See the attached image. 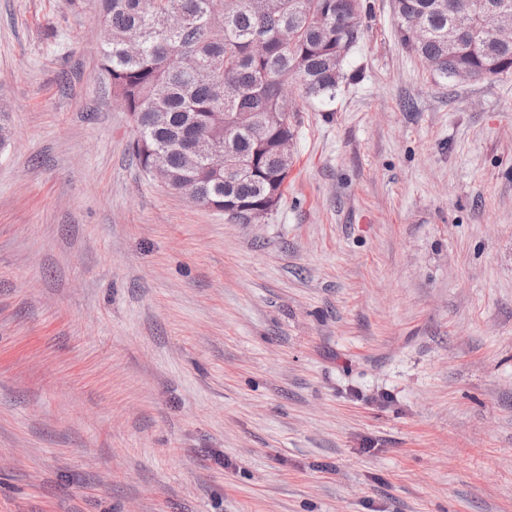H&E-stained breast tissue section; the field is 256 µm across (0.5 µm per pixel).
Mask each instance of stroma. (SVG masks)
I'll return each instance as SVG.
<instances>
[{
  "mask_svg": "<svg viewBox=\"0 0 512 512\" xmlns=\"http://www.w3.org/2000/svg\"><path fill=\"white\" fill-rule=\"evenodd\" d=\"M363 4L242 224L134 159L97 0H0V512H512V76Z\"/></svg>",
  "mask_w": 512,
  "mask_h": 512,
  "instance_id": "1",
  "label": "stroma"
}]
</instances>
